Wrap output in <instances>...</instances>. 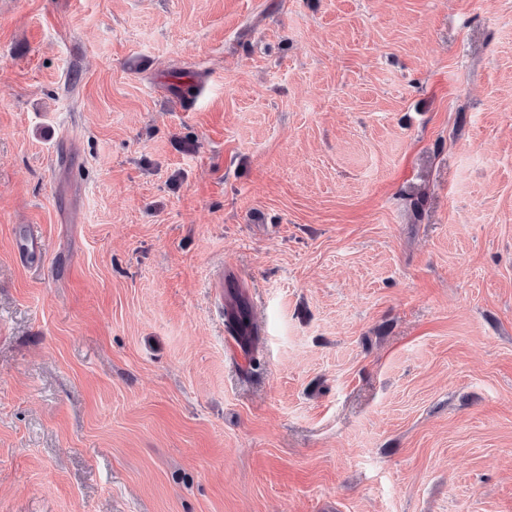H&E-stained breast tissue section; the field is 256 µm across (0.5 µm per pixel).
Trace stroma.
<instances>
[{
	"instance_id": "obj_1",
	"label": "stroma",
	"mask_w": 512,
	"mask_h": 512,
	"mask_svg": "<svg viewBox=\"0 0 512 512\" xmlns=\"http://www.w3.org/2000/svg\"><path fill=\"white\" fill-rule=\"evenodd\" d=\"M0 512H512V0H0ZM224 316L227 327L246 351L255 350L260 341L259 329L252 321L249 301L240 288H231L226 296Z\"/></svg>"
}]
</instances>
